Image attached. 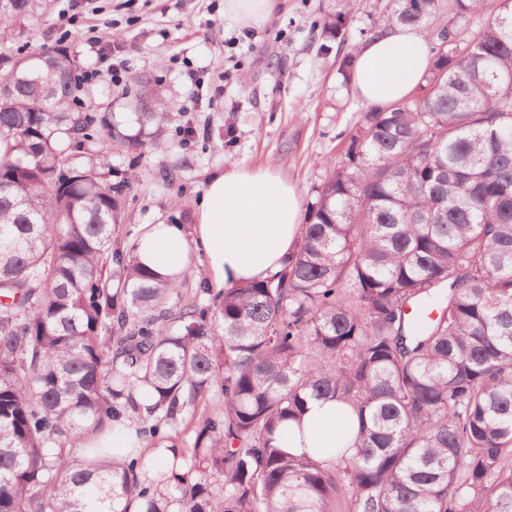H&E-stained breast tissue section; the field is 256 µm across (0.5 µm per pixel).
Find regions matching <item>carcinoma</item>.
Masks as SVG:
<instances>
[{
    "label": "carcinoma",
    "mask_w": 512,
    "mask_h": 512,
    "mask_svg": "<svg viewBox=\"0 0 512 512\" xmlns=\"http://www.w3.org/2000/svg\"><path fill=\"white\" fill-rule=\"evenodd\" d=\"M479 5L384 18L448 14L431 94L362 113L291 260L209 303L114 237L135 174L99 157L167 147V114L146 96L129 120L79 111L91 89L57 82L77 66L61 43L0 52V512H512V7L454 24ZM37 8L0 0V34ZM208 396L156 479L85 442L124 419L158 447ZM313 398L353 410V453L281 448Z\"/></svg>",
    "instance_id": "carcinoma-1"
}]
</instances>
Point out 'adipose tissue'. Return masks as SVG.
<instances>
[{
	"label": "adipose tissue",
	"mask_w": 512,
	"mask_h": 512,
	"mask_svg": "<svg viewBox=\"0 0 512 512\" xmlns=\"http://www.w3.org/2000/svg\"><path fill=\"white\" fill-rule=\"evenodd\" d=\"M431 62L427 37L419 29L383 26L357 51L350 85L364 103L395 104L418 86ZM195 227L144 224L136 251L142 262L177 279L192 252L207 257L217 287L233 288L279 272L295 253L301 235L302 207L296 187L274 168L231 167L215 174L194 205ZM350 417L336 402L311 400L301 423L290 424L285 446L319 460L330 457Z\"/></svg>",
	"instance_id": "ef3b65f1"
}]
</instances>
